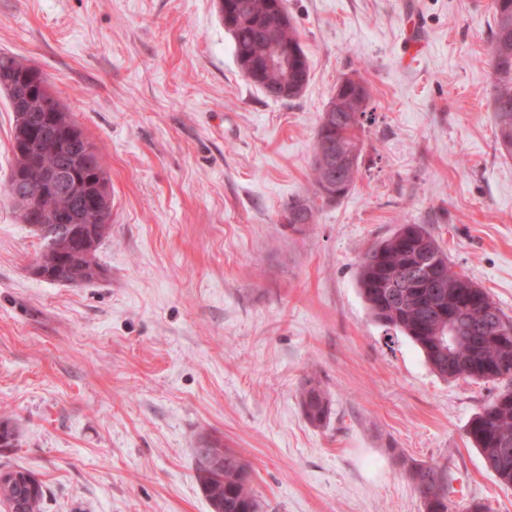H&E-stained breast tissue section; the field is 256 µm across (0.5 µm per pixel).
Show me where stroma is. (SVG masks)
<instances>
[{
  "label": "stroma",
  "mask_w": 512,
  "mask_h": 512,
  "mask_svg": "<svg viewBox=\"0 0 512 512\" xmlns=\"http://www.w3.org/2000/svg\"><path fill=\"white\" fill-rule=\"evenodd\" d=\"M489 0H286L311 68L290 100L240 70L217 0H0V52L37 65L103 158L101 275L51 283L4 191L0 94V464L43 512H212L194 451L247 462L262 512H422L403 460L448 473L453 512H512L470 443L501 381L441 378L374 320L364 252L424 225L512 319V157L495 138ZM424 45L402 52L408 19ZM372 97L350 192L293 228L340 80ZM318 382L330 416L306 419ZM301 405L312 424L322 425L329 417V402L319 383L315 381H307L301 393Z\"/></svg>",
  "instance_id": "1"
}]
</instances>
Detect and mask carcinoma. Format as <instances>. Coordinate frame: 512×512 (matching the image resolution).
Instances as JSON below:
<instances>
[{"instance_id":"cac0c4a2","label":"carcinoma","mask_w":512,"mask_h":512,"mask_svg":"<svg viewBox=\"0 0 512 512\" xmlns=\"http://www.w3.org/2000/svg\"><path fill=\"white\" fill-rule=\"evenodd\" d=\"M243 22L232 36L237 63L245 62L264 46L267 29L272 24L266 0H234ZM489 9L494 28L490 44V68L493 85V112L496 143L501 152L512 154V0H491ZM0 91L4 93L14 116L48 137L58 148H45L38 154L39 168L20 165L18 131H13L10 177H23L28 196L43 194L41 172L63 171L70 190L52 195L47 202L52 212L66 213L71 224H50L41 236L47 251L36 259L33 274L56 283H82L96 279L101 272L97 248L105 235L112 212L102 215L91 211L83 199L106 187L107 179L99 155L86 159L85 144L66 136V127L76 125L60 97L50 89L42 71L15 57L0 53ZM367 85L351 93L334 112L323 113L316 131L312 157L313 197L331 184L336 199L348 194L358 172L361 147L357 131L361 120L353 114H366L370 99ZM57 112L60 120L50 119ZM416 232V241L431 252L445 287L436 294L419 292L391 284L396 271L409 267L416 247L409 246L403 234ZM360 293L374 319L408 337L422 350L427 362L440 377L452 381L461 377L494 380L490 367H505L512 372V342L497 339L500 328H512V320L504 315L491 296L473 287L465 275L452 270L448 254L436 238L421 224H402L386 239L370 247L361 258L358 271ZM445 305L454 312L456 329L471 337L448 355L436 341L448 335V324L432 318L433 307ZM301 405L307 419L321 425L329 417V402L319 383L308 380L301 393ZM470 442L478 450L496 479L512 486V451L504 453L500 442L512 440V389L507 388L493 398L471 421L467 431ZM223 444L213 441L207 449H195L196 473L213 512H260L261 504L251 486L249 465L230 450H224V466L214 468L211 449ZM406 475L418 494L424 512H450L445 470L436 464L412 462Z\"/></svg>"}]
</instances>
